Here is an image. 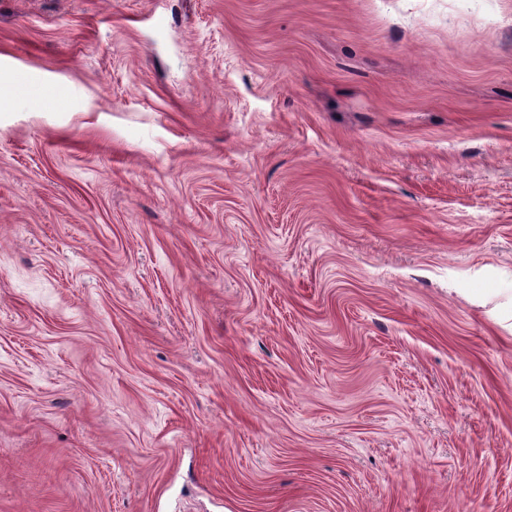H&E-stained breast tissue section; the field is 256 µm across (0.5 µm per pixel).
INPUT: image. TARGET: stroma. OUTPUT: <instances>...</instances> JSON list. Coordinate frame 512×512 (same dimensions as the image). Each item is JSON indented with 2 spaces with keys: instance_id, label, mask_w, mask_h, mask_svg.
Returning <instances> with one entry per match:
<instances>
[{
  "instance_id": "obj_1",
  "label": "stroma",
  "mask_w": 512,
  "mask_h": 512,
  "mask_svg": "<svg viewBox=\"0 0 512 512\" xmlns=\"http://www.w3.org/2000/svg\"><path fill=\"white\" fill-rule=\"evenodd\" d=\"M0 512H512V0H0ZM504 279V288H499L483 305L491 304L487 313L512 332V274Z\"/></svg>"
}]
</instances>
